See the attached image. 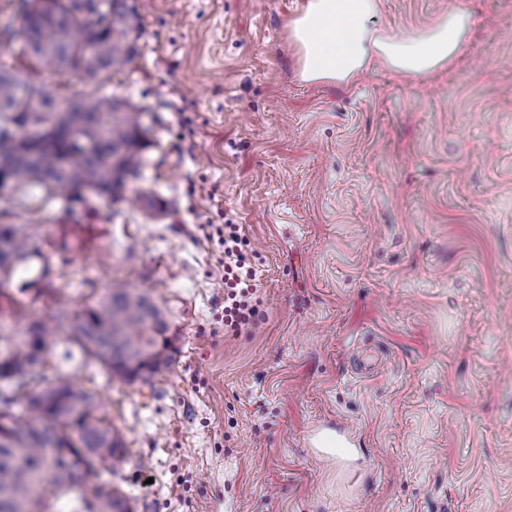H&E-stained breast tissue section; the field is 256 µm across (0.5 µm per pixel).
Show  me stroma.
Segmentation results:
<instances>
[{
	"label": "stroma",
	"instance_id": "stroma-1",
	"mask_svg": "<svg viewBox=\"0 0 512 512\" xmlns=\"http://www.w3.org/2000/svg\"><path fill=\"white\" fill-rule=\"evenodd\" d=\"M306 2L134 0L132 69L91 83L23 52L24 2L0 0V66L131 99L146 160L126 200L67 213L36 188L1 213L41 236L10 292L73 324L116 283L163 311L177 352L152 377L59 370L122 434L98 478L133 512H512V0H379L397 36L463 6L469 42L348 84L301 79ZM227 221L260 257L239 336L203 231ZM327 423L353 447L310 445Z\"/></svg>",
	"mask_w": 512,
	"mask_h": 512
}]
</instances>
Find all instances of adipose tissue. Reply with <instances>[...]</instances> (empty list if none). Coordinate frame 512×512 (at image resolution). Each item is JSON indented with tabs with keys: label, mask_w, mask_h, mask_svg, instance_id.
Wrapping results in <instances>:
<instances>
[{
	"label": "adipose tissue",
	"mask_w": 512,
	"mask_h": 512,
	"mask_svg": "<svg viewBox=\"0 0 512 512\" xmlns=\"http://www.w3.org/2000/svg\"><path fill=\"white\" fill-rule=\"evenodd\" d=\"M378 0H308L290 24L304 80L347 83L379 62L400 75L447 67L465 48L472 17L454 7L415 34L374 29Z\"/></svg>",
	"instance_id": "1"
}]
</instances>
